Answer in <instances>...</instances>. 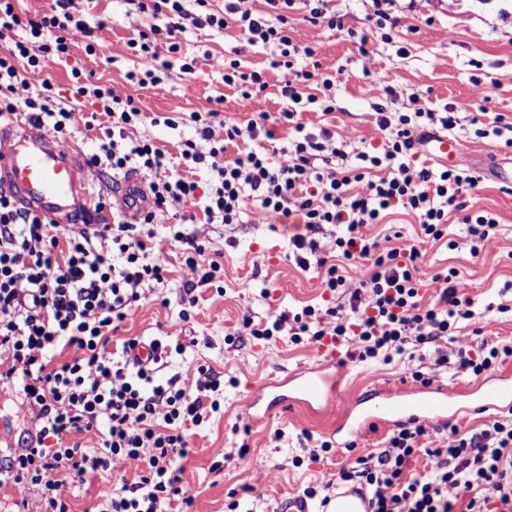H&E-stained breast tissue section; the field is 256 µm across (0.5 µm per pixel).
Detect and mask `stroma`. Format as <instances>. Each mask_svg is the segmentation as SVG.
<instances>
[{
  "label": "stroma",
  "instance_id": "1",
  "mask_svg": "<svg viewBox=\"0 0 512 512\" xmlns=\"http://www.w3.org/2000/svg\"><path fill=\"white\" fill-rule=\"evenodd\" d=\"M333 7L343 17L344 30L297 21L290 31L295 41L317 45L321 70L333 82L329 94L334 112L325 115L316 107L305 112L302 121L307 131L332 129L337 139L346 142L347 152L355 154L366 144L377 146L383 141L375 121L376 105L397 115L419 107L457 112L454 134L474 155L475 171L484 176L474 204L496 216V238L480 258L473 259L468 255L465 224L449 221L447 241L434 243L422 239L419 225L401 209L385 223L367 226L366 232L396 235L402 244L417 246L422 279L458 270L462 290L474 303L476 325L482 329L476 336L473 327H464L470 345L512 341V311L485 310L491 302L512 304V298L498 294L505 283H512V188L488 172L492 161L512 154L506 145L512 130L480 137L471 123L483 108L512 121V0H397L399 36L391 44L373 43L369 64L351 35L368 32L371 0H335ZM81 8L94 29V52L76 44L67 59L50 61L43 70L29 74L26 85L17 89L18 97H26L31 87L47 79L63 100H71V71L76 68L135 99L145 117L126 128L127 140L148 139L179 157L183 143L195 136L192 113L217 108L223 121L213 126L212 135L216 144L226 145L227 156L265 145L261 136L231 145L224 142V122L242 124L248 118L240 109L237 89L222 80L224 61L234 55V39L207 28L181 34V51L194 58L195 75L186 76L174 66L161 84L142 88L126 78L136 61L127 41L135 28L150 25V18L119 23L127 10L125 0H83ZM378 73L388 78L390 91L376 83ZM151 230L165 268L164 280L146 292L117 335L172 336L185 343L184 352L172 355L160 378L177 374L191 388L214 377L224 381L218 412L187 431L192 451L183 463L182 486L192 506L187 509L177 501L169 512H322L316 498L299 509L305 488L335 480L356 457L378 452L390 429L376 426L357 447L346 448L337 444L336 415L315 407L297 402L261 422L245 416L247 395L257 383L285 379L290 371L314 360V343H292L285 333L266 340L242 327L247 316L268 326L282 312H298L307 305L321 308L329 299L321 286L323 268L313 264L301 269L289 256V240L303 233V225L268 223L254 200L240 223H210L200 216L184 224V232L195 235L208 252L223 255L212 283L197 288L199 303L187 312L179 302L184 292L182 246L170 238L167 224L152 225ZM343 370L347 393L358 398L382 388L412 385L411 374L417 370L431 383L454 391L465 393L476 384L465 374L436 365L431 352L390 363L349 359ZM40 427L36 411L20 392L0 390V458L22 453L25 439L36 437ZM305 431L330 441V450L310 459L298 443ZM297 457L302 460L298 466L293 463ZM140 473L137 461L119 459L85 481H65L58 492L73 512H98L105 490L118 488L121 480H135Z\"/></svg>",
  "mask_w": 512,
  "mask_h": 512
}]
</instances>
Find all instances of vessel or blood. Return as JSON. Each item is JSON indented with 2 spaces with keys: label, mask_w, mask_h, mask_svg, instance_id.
Returning a JSON list of instances; mask_svg holds the SVG:
<instances>
[{
  "label": "vessel or blood",
  "mask_w": 512,
  "mask_h": 512,
  "mask_svg": "<svg viewBox=\"0 0 512 512\" xmlns=\"http://www.w3.org/2000/svg\"><path fill=\"white\" fill-rule=\"evenodd\" d=\"M430 155L448 165H470L471 158L458 139L448 133L427 137ZM0 186L14 195L18 204L39 215L63 220L75 210L98 214L99 197L91 193L76 158L60 151L50 135H33L24 127H0ZM338 350L334 337H323L315 362L294 374L292 397L280 396L273 403L282 408L290 399L320 406L321 410H341L337 428L345 443L360 440L374 422L395 426L410 420L439 424L449 418H466L465 410L450 411L454 397L447 386L438 384L418 390L382 389L372 404L348 397L341 389L336 371ZM480 409H512V376L503 375L483 384Z\"/></svg>",
  "instance_id": "vessel-or-blood-1"
}]
</instances>
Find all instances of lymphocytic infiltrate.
<instances>
[{"mask_svg": "<svg viewBox=\"0 0 512 512\" xmlns=\"http://www.w3.org/2000/svg\"><path fill=\"white\" fill-rule=\"evenodd\" d=\"M126 2L134 15L151 20L148 29L128 41L137 67L127 78L139 86L157 84L170 66L159 54V40H166L169 55L180 52L178 36L190 28L209 27L237 41L234 59L224 65V83L237 88L253 117L243 127L225 125V144L260 133L274 139V130L259 128L269 118L265 73L289 74L279 90L286 107L277 119L292 132L280 149L286 162L272 164L267 153L253 150L225 157L223 147L211 144L217 116L213 110L193 113L196 137L181 152L184 165L207 169L212 176L203 198L207 220L235 223L252 195L269 222L299 213L309 234L292 240L297 265L304 268L317 261L327 269L326 290L348 297L344 307L321 311L308 305L295 314L281 313L269 327L257 328L244 319L251 335L270 339L286 329L296 344L306 336L316 342L328 335L354 344L359 360L380 357L389 362L407 350H428L443 338L455 340L462 324L474 321L470 300L459 292L456 270L423 282L417 276V248L386 246L363 232L364 226L381 223L401 207L418 220L424 237L434 241L446 235L449 212H463L473 258L495 238L497 219L487 211L468 209V198L481 182L479 174L465 166L433 170L411 162L416 131L437 125L455 129L454 112L419 108L394 121L378 115L383 144L361 151L355 164H346L344 145L330 129L314 135L300 120L314 105L332 112L331 100L308 91L309 82L327 88L332 81L315 66L316 48L294 42L288 28L293 9L311 25L341 28L330 0H264L261 10L251 0H224L220 7L212 0ZM91 36L75 0H52L37 18L16 11L13 0H0V123L22 116L63 137L77 122L108 121L106 141L90 163L106 166L116 180L136 169L152 174L153 205L143 221L158 223L193 199L197 185L174 174L170 157L152 141L126 140L125 128L143 116L133 97L95 83L76 68L71 71V101L60 98L47 79L26 98L15 95L27 72L43 69L47 59L70 56L78 40ZM257 48L266 55L263 68L246 69L242 56ZM85 100L97 103V111L83 112ZM325 224L345 228L336 239L332 264L320 257L314 238ZM151 239L118 216L103 230L65 234L56 222L16 206L12 195L0 188V387L20 390L41 420L35 443L0 461V486H42L48 512H71L69 502L57 493L60 475L80 479L118 458L138 461L142 473L137 481L106 492L103 512H163L164 505L184 496L186 426L201 425L219 409L217 402L206 399L207 392L219 390V380L192 390L183 386L180 375L159 379L171 356L166 340L154 339L159 354L146 365L130 360L137 339L125 340L118 352L109 347L113 332L140 301V286L164 280ZM173 239L186 247V294L181 302L192 308L196 287L210 283L220 264L206 256L194 237L178 230ZM344 261L359 267L362 278L346 280L339 272ZM427 284L434 300L425 304L420 290ZM66 349L72 357L57 361V353ZM511 357V344L484 341L476 348L460 345L454 358L442 355L438 361H454L459 371L477 378ZM78 433L97 435L96 445H67L66 436ZM429 436L423 424H401L375 461L358 457L338 472L336 481L365 488L371 512H456L460 502L463 512H512V419L493 421L477 431L462 422L450 424L447 436L427 449L422 441ZM421 453L428 458L427 472L407 476L409 462Z\"/></svg>", "mask_w": 512, "mask_h": 512, "instance_id": "f902f5d3", "label": "lymphocytic infiltrate"}]
</instances>
